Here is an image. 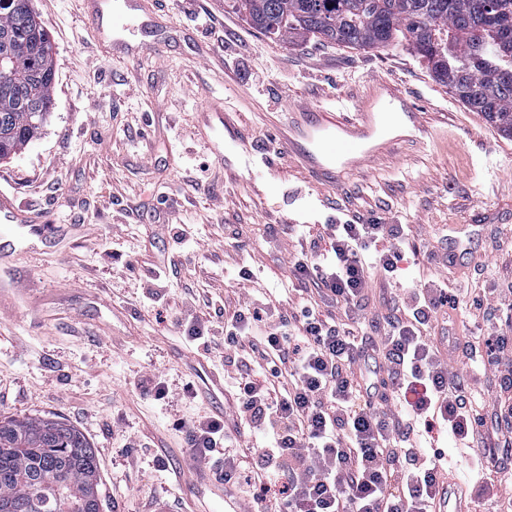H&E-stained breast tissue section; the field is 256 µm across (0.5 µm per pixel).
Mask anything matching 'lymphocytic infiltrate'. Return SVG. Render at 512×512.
I'll use <instances>...</instances> for the list:
<instances>
[{
  "mask_svg": "<svg viewBox=\"0 0 512 512\" xmlns=\"http://www.w3.org/2000/svg\"><path fill=\"white\" fill-rule=\"evenodd\" d=\"M405 224L356 218L328 224L322 239L294 232L288 270L297 303L279 307L224 293L223 323L204 318L197 295L178 308L187 338H223L225 366L239 376L228 426L219 416L179 420L196 461L225 449V485L244 475L234 448L253 439L256 488L250 512H431L446 452L425 446L439 430L479 479L473 499L512 505L504 466L487 439L484 368L497 396L512 397V332L488 310L512 311V283L476 291L469 278L432 279L402 289L394 313L367 338L359 304L369 289L394 287L409 244ZM470 304L483 316V341L438 342Z\"/></svg>",
  "mask_w": 512,
  "mask_h": 512,
  "instance_id": "lymphocytic-infiltrate-1",
  "label": "lymphocytic infiltrate"
}]
</instances>
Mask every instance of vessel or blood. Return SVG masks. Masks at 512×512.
<instances>
[{"mask_svg": "<svg viewBox=\"0 0 512 512\" xmlns=\"http://www.w3.org/2000/svg\"><path fill=\"white\" fill-rule=\"evenodd\" d=\"M431 134L412 94L389 79L375 76L368 82L365 98L354 105L352 115L338 114L332 107L292 109L281 140L265 163L271 166L279 159H296L313 178L332 184L337 178L361 172L394 155L402 143L425 144ZM0 223L10 227L9 232L0 233V262L8 260L24 239L40 241L58 230L57 225L44 223L40 215L3 192ZM193 366L205 370L209 395L223 394V373L209 368L200 355L195 356ZM442 481L443 491L434 502L433 512H473L462 480L446 475Z\"/></svg>", "mask_w": 512, "mask_h": 512, "instance_id": "1", "label": "vessel or blood"}]
</instances>
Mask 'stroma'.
Wrapping results in <instances>:
<instances>
[{
	"label": "stroma",
	"instance_id": "stroma-1",
	"mask_svg": "<svg viewBox=\"0 0 512 512\" xmlns=\"http://www.w3.org/2000/svg\"><path fill=\"white\" fill-rule=\"evenodd\" d=\"M54 45L47 124L0 160V191L45 212L62 234L0 265V414L61 419L100 460L105 512H186L194 462L178 419L216 414L190 396L195 351L174 302L214 280L254 298L287 299L288 238L264 224L322 225L360 216L437 234L441 267L423 253L399 264L403 287L440 275L482 282L481 264L512 282V138L468 111L406 44L359 50L297 38L271 42L224 0H167L163 51L123 32L127 58L103 41L83 0H32ZM379 75L408 89L433 136L402 144L342 186L312 185L299 161L262 160L287 106L344 109ZM218 111H208L209 103ZM263 248L250 280L207 261V240ZM161 270L149 281L152 270ZM164 297L152 303L149 290ZM161 375V401L141 376ZM155 437L130 448L143 427Z\"/></svg>",
	"mask_w": 512,
	"mask_h": 512
}]
</instances>
